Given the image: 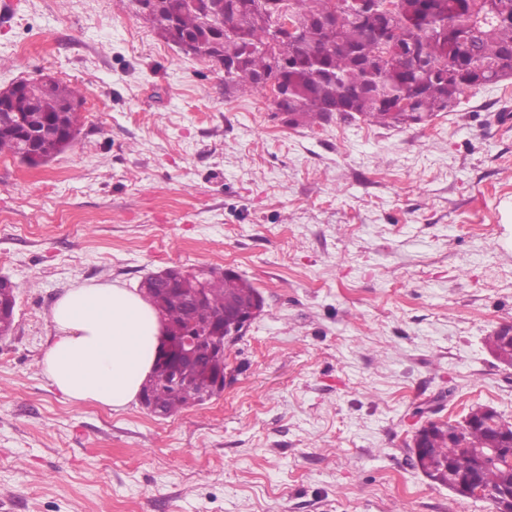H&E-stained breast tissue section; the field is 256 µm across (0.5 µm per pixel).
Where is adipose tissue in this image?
<instances>
[{
    "label": "adipose tissue",
    "instance_id": "ef3b65f1",
    "mask_svg": "<svg viewBox=\"0 0 512 512\" xmlns=\"http://www.w3.org/2000/svg\"><path fill=\"white\" fill-rule=\"evenodd\" d=\"M54 339L41 365L63 397L125 408L151 373L164 339L153 306L115 284L67 289L51 311Z\"/></svg>",
    "mask_w": 512,
    "mask_h": 512
}]
</instances>
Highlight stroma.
I'll use <instances>...</instances> for the list:
<instances>
[{
  "label": "stroma",
  "mask_w": 512,
  "mask_h": 512,
  "mask_svg": "<svg viewBox=\"0 0 512 512\" xmlns=\"http://www.w3.org/2000/svg\"><path fill=\"white\" fill-rule=\"evenodd\" d=\"M0 87L78 85L74 144L0 156V512H489L413 467L421 420L512 421V78L420 124L293 127L132 0H12ZM233 271L263 310L222 395L75 405L39 362L68 288ZM509 338H512V330L509 331ZM508 339L503 328H499L493 336H488L487 344L501 362L512 366V340Z\"/></svg>",
  "instance_id": "obj_1"
}]
</instances>
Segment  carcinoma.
<instances>
[{"instance_id": "1", "label": "carcinoma", "mask_w": 512, "mask_h": 512, "mask_svg": "<svg viewBox=\"0 0 512 512\" xmlns=\"http://www.w3.org/2000/svg\"><path fill=\"white\" fill-rule=\"evenodd\" d=\"M303 27L304 35L276 48L273 23L261 17L262 0H224V17H210L206 0H164L151 18L153 31L167 42L193 38L202 58L224 63V90L258 95L275 112L288 114L293 126H312L338 115L369 123H418L448 112L467 90L496 84L512 72V0H391L393 9L362 18L359 5L345 0L335 17L325 20L333 0H279ZM281 83L288 95L266 96L259 80ZM78 85L53 80L36 97L16 92L0 111V154L24 157L19 137L6 131L17 118L48 121L69 132L77 127L74 112L64 103L85 99ZM205 296L188 316L176 293H160L152 275L140 290L161 316L165 329L179 334L190 326L203 328L206 319L228 300L240 308L254 307L260 293L230 271L191 276ZM497 358L512 366V340L503 329L488 337ZM225 359L216 358L205 371H192L179 388L171 384L169 364L160 359L142 385L162 417L177 414L190 399L213 391L224 375ZM475 422L457 425L430 422L422 446L410 448L412 465L437 483L448 473L471 482L462 497H476L497 507L498 495L512 486V422L483 406ZM500 447H490L491 439Z\"/></svg>"}]
</instances>
